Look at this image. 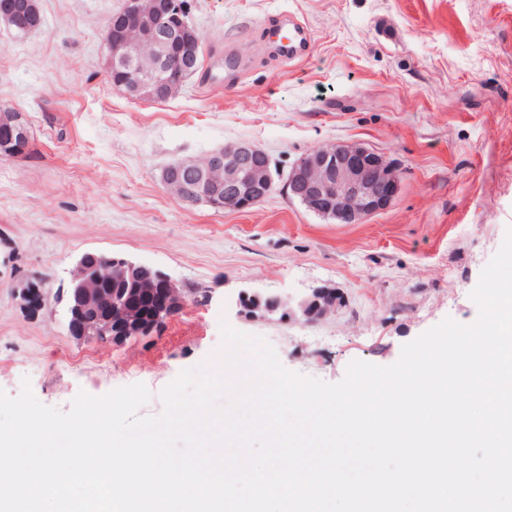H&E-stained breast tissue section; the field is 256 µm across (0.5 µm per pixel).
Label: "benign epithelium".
Returning a JSON list of instances; mask_svg holds the SVG:
<instances>
[{"label":"benign epithelium","instance_id":"1","mask_svg":"<svg viewBox=\"0 0 512 512\" xmlns=\"http://www.w3.org/2000/svg\"><path fill=\"white\" fill-rule=\"evenodd\" d=\"M0 13L12 17L15 28L23 32L40 22L37 0H25L22 12L3 6ZM184 33L180 0H127L118 34L105 39L108 71L123 74L118 87L128 96L143 93L155 99L170 97L177 88L168 76L170 48L181 45L179 65L184 73L198 61L200 39L195 36L184 41ZM147 42L155 43L159 51L142 50ZM31 145V134L22 114L0 118L1 158L23 157ZM161 180L183 202L242 211L269 196L275 176L268 155L252 143L241 141L203 159L170 165L163 169ZM400 183V169L395 163L366 147L346 144L310 151L289 171L287 178L289 197L340 224H358L383 211L397 196ZM113 277L125 279L130 290L120 298L97 295V288ZM70 283L79 308L87 309L95 301L102 307L94 318L96 325L125 330V337H107L112 343L151 332L185 300L178 283L162 270L119 256L106 259L99 252L82 254ZM255 300L257 295L241 292L239 314L254 319L280 310L287 318L298 314L305 322H315L341 306L338 291L329 286L311 289L295 309L278 296L270 308L253 304Z\"/></svg>","mask_w":512,"mask_h":512}]
</instances>
